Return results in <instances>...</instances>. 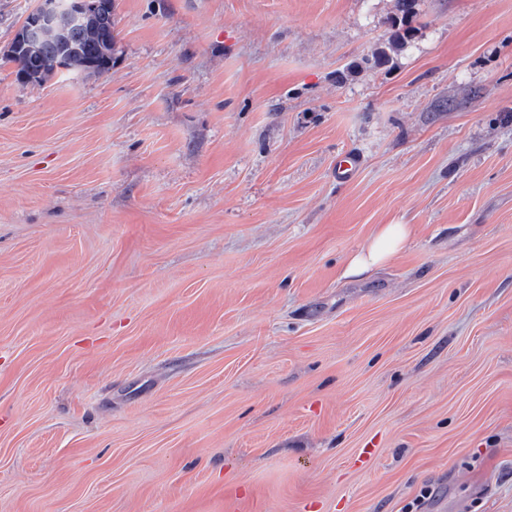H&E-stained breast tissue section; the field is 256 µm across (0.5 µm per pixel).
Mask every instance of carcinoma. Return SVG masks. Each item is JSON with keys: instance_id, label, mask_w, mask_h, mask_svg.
<instances>
[{"instance_id": "cac0c4a2", "label": "carcinoma", "mask_w": 512, "mask_h": 512, "mask_svg": "<svg viewBox=\"0 0 512 512\" xmlns=\"http://www.w3.org/2000/svg\"><path fill=\"white\" fill-rule=\"evenodd\" d=\"M101 7L78 25L62 31L45 32L36 38L13 40L5 56L23 63V72L34 69L32 81L40 83L53 76L59 69H73L103 74L112 67V47L115 38L112 31L113 0H100ZM415 0H398L402 13L399 27L388 44L372 53L365 63L386 64L391 55L405 49L413 38L409 18Z\"/></svg>"}]
</instances>
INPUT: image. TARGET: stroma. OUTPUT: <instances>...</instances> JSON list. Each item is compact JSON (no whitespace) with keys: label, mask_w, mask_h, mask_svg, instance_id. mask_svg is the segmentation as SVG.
I'll return each mask as SVG.
<instances>
[{"label":"stroma","mask_w":512,"mask_h":512,"mask_svg":"<svg viewBox=\"0 0 512 512\" xmlns=\"http://www.w3.org/2000/svg\"><path fill=\"white\" fill-rule=\"evenodd\" d=\"M0 0V512H512V0ZM358 172L337 181L336 160ZM406 248L347 277L379 225ZM374 449L363 458V449ZM99 2L101 7L88 16L95 6L94 1L37 0L27 16L29 33L59 29L67 24L71 26L62 31L45 32L33 39L24 37L18 42L22 25L5 53L6 58L20 60L24 73L34 69L36 75L32 79L23 78L29 82H43L61 68L96 74L108 72L112 67L115 42L112 31L114 1ZM76 23L81 24L73 25ZM414 3L415 0H398V10L402 13V18L397 30L392 34L388 44L374 51L371 59H365V63L386 64L391 60V54H397L410 44L413 38V29L409 26V18L412 16Z\"/></svg>","instance_id":"obj_1"}]
</instances>
